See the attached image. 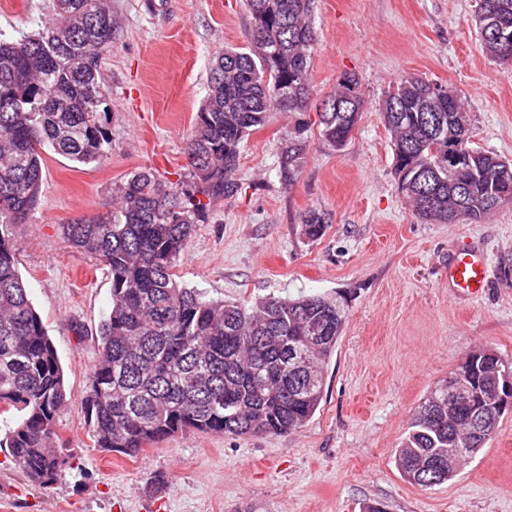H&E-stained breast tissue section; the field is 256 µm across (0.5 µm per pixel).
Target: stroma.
<instances>
[{
    "label": "stroma",
    "instance_id": "1",
    "mask_svg": "<svg viewBox=\"0 0 512 512\" xmlns=\"http://www.w3.org/2000/svg\"><path fill=\"white\" fill-rule=\"evenodd\" d=\"M54 0H0V39L51 23ZM477 0H315V101L347 73L366 107L340 149L311 136L294 185L277 161L287 113L245 136L237 195L213 203L177 272L206 298L342 296L347 319L324 371L315 415L285 436L186 432L126 457L94 448L82 398L98 357L112 280L73 247L63 225L102 213L115 189L148 168L167 183L188 174L185 138L207 93L213 55L246 47L243 0H112L118 29L98 61L109 89L112 153L80 165L47 150L39 203L16 225L17 266L64 370L58 433L72 466L31 485L0 447V512H512V412L450 481L421 488L395 452L429 390L471 351L512 363V204L477 224L419 221L397 188L379 104L404 75L453 88L475 148L512 160V67L479 48ZM325 210V234L299 215ZM486 254L490 284L474 299L448 291L444 265L460 241ZM299 224L307 238L314 239L321 237L329 223L328 214L320 209L311 208L302 212L299 216Z\"/></svg>",
    "mask_w": 512,
    "mask_h": 512
}]
</instances>
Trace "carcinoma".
<instances>
[{
	"mask_svg": "<svg viewBox=\"0 0 512 512\" xmlns=\"http://www.w3.org/2000/svg\"><path fill=\"white\" fill-rule=\"evenodd\" d=\"M251 41L214 56L208 93L186 137L190 184L158 180L149 168L117 188L104 214L62 225L77 249L99 259L112 276V306L98 333L99 357L82 399L94 447L133 457L183 432L235 436L285 435L304 426L323 394L322 370L346 321L332 297H268L248 307L205 298L176 280L175 268L210 203L240 189V144L273 110L293 117L278 156L282 182L297 181L311 138V63L317 41L314 0H244ZM58 22L18 41H0V406L18 413L6 435L14 464L38 486L61 477L65 459L57 418L67 403L64 375L47 330L17 267L14 226L35 210L42 152L81 164L112 149L102 116L108 89L98 58L112 45L117 21L110 0H55ZM475 23L482 53L512 62V0H478ZM364 108L359 80L346 74L317 112L321 140L340 149ZM390 135L398 189L415 215L430 223H477L512 204V162L470 146V119L458 94L415 74L403 76L379 105ZM473 153L448 169V144ZM208 202H203L201 197ZM310 239L328 214L299 216ZM320 341L307 346L299 337ZM484 373L452 372L454 394L426 396L398 451L413 485L429 488L456 475L460 464L492 439L469 424L503 413L483 395L492 373L509 369L482 350Z\"/></svg>",
	"mask_w": 512,
	"mask_h": 512,
	"instance_id": "obj_1",
	"label": "carcinoma"
}]
</instances>
